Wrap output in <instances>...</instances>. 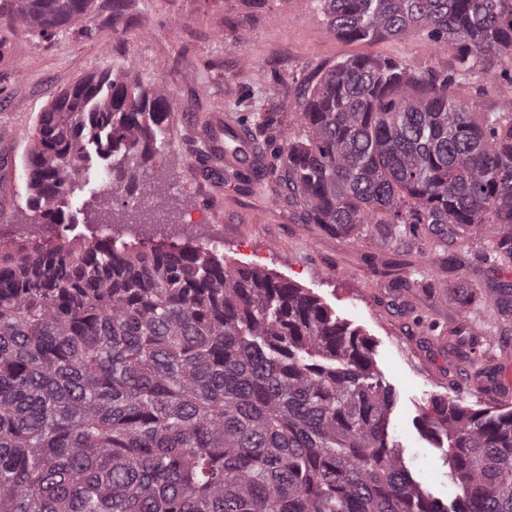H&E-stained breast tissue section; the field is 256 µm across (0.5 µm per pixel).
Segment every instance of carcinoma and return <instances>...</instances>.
<instances>
[{
	"instance_id": "1",
	"label": "carcinoma",
	"mask_w": 512,
	"mask_h": 512,
	"mask_svg": "<svg viewBox=\"0 0 512 512\" xmlns=\"http://www.w3.org/2000/svg\"><path fill=\"white\" fill-rule=\"evenodd\" d=\"M92 0H11L0 22L44 38ZM340 39L422 34L455 66L415 73L363 56L304 97L303 134L278 112L209 129L202 162L228 182L274 181L310 224L357 238L432 240L448 270L486 243L512 263V75L501 109L453 88L512 52V0H324ZM167 96L123 75L58 93L30 137L26 187L50 236H0V512H512V406L435 396L423 425L446 440L461 495L431 499L388 426L394 396L364 335L318 298L216 247L69 237L78 165L107 143L113 198L154 197L144 163L166 141ZM448 301L485 303L460 282ZM458 352L476 374L494 355Z\"/></svg>"
}]
</instances>
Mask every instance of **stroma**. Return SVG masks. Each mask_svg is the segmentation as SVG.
I'll list each match as a JSON object with an SVG mask.
<instances>
[{
  "instance_id": "stroma-1",
  "label": "stroma",
  "mask_w": 512,
  "mask_h": 512,
  "mask_svg": "<svg viewBox=\"0 0 512 512\" xmlns=\"http://www.w3.org/2000/svg\"><path fill=\"white\" fill-rule=\"evenodd\" d=\"M392 57L424 72L451 68L454 57L411 36L341 41L321 0H93L86 21L45 39L21 24L0 25V225L42 228L27 201L29 137L51 100L88 75H129L142 88L163 90L170 105L167 142L157 161L168 202L169 241L217 246L227 263L257 267L310 291L351 327L362 330L383 382L394 394L390 434L406 467L435 500L458 493L444 449L420 415L436 395L459 394L468 404L512 402V315L471 309L468 320L499 355L493 395L462 361H449L450 330L459 320L448 303L454 278L419 247L404 248L370 233L336 235L305 224L274 184H224L203 171L196 155L206 124L241 112L281 114L282 138L302 127L299 103L337 62ZM477 111L498 109L501 82L484 76L456 86ZM198 234L186 235L191 216ZM464 278L482 293L512 285V265L469 253Z\"/></svg>"
}]
</instances>
